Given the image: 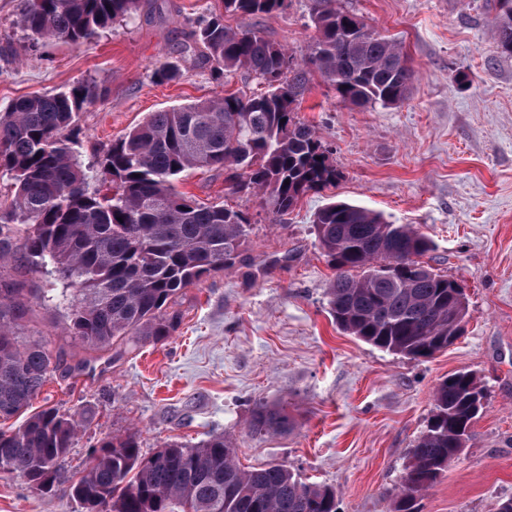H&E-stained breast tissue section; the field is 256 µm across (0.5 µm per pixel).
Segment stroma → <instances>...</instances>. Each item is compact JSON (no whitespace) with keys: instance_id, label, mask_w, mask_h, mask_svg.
<instances>
[{"instance_id":"stroma-1","label":"stroma","mask_w":512,"mask_h":512,"mask_svg":"<svg viewBox=\"0 0 512 512\" xmlns=\"http://www.w3.org/2000/svg\"><path fill=\"white\" fill-rule=\"evenodd\" d=\"M402 42L415 71L407 99L361 109L339 103L311 73L299 116L313 124L341 173L335 187L304 197L286 224L260 197L229 192L220 170L183 173L176 188L222 201L251 219L245 261L187 290L179 329L162 344L96 349L70 335L65 287L16 250L28 298L23 335L44 338L61 364L32 401L78 414L82 425L49 493L0 473V512H85L71 485L89 450L134 432L143 454L162 445L230 437L241 465L282 464L306 483L334 487L338 512H391L410 450L433 413L437 384L476 374L484 408L461 454L418 501L420 512H497L512 497V56L497 48L485 0H339ZM312 0L256 25L296 57L315 29ZM21 0H0V109L31 93L96 81L103 100L80 112L76 150L94 162L149 113L262 87L243 72L214 78L191 47L186 18L222 12L220 0H155L89 42L32 43L18 25ZM179 68L157 84V61ZM381 213L426 234V262L460 282L464 335L428 359L365 344L336 328L314 213L331 199ZM278 405L291 430L258 435V403Z\"/></svg>"}]
</instances>
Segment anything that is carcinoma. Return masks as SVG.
I'll list each match as a JSON object with an SVG mask.
<instances>
[{
	"instance_id": "obj_1",
	"label": "carcinoma",
	"mask_w": 512,
	"mask_h": 512,
	"mask_svg": "<svg viewBox=\"0 0 512 512\" xmlns=\"http://www.w3.org/2000/svg\"><path fill=\"white\" fill-rule=\"evenodd\" d=\"M224 12L192 26V42L216 76L243 71L265 87L152 112L91 165L74 154L78 113L104 91L78 82L68 91L32 94L0 111V170L14 191L0 209V419L25 412L57 370L60 356L41 340L22 342L24 289L6 266L24 234L28 259L79 292L69 329L89 346L165 342L178 329L176 305L203 279L243 261L247 214L223 202L200 203L173 181L192 168L224 171L237 194L261 196L282 221L310 193L336 186L340 172L315 128L298 117L308 70L352 106L404 102L415 71L400 42L354 26L361 17L313 0L316 35L303 63L251 23L280 14L288 0H221ZM19 26L32 41L83 43L135 15L142 0H22ZM497 47L512 56V0H493ZM240 19L234 27L224 15ZM178 67L158 62L157 83ZM320 248L335 274L327 295L335 325L358 340L411 359L430 358L463 334L465 290L422 261L431 240L410 224L333 200L314 214ZM485 398L468 371L434 389L433 414L410 450L394 512H419L417 501L470 439ZM285 412L259 404L250 427L275 434ZM79 421L55 407L0 431L8 473L48 492L77 437ZM92 469L71 486L86 512H337L336 490L302 482L285 466L245 469L232 440L215 435L195 445L168 443L149 456L138 437L106 440L89 455Z\"/></svg>"
}]
</instances>
